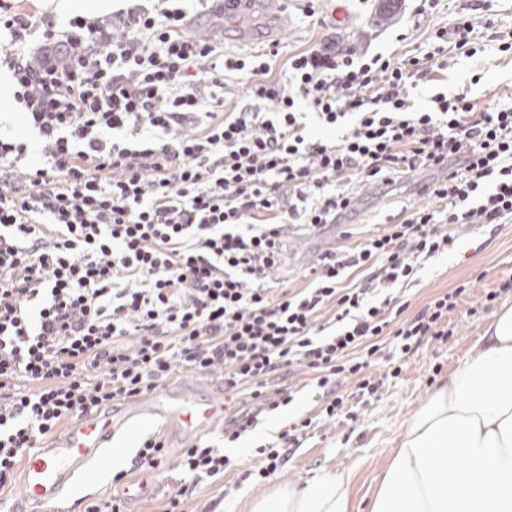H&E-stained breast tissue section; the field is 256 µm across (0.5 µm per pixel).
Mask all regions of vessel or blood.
Masks as SVG:
<instances>
[{
    "label": "vessel or blood",
    "instance_id": "1",
    "mask_svg": "<svg viewBox=\"0 0 512 512\" xmlns=\"http://www.w3.org/2000/svg\"><path fill=\"white\" fill-rule=\"evenodd\" d=\"M155 402H171L172 416L179 429L196 434L202 426L214 423L224 414L223 402H200L173 395L157 388ZM112 436V418L90 415L74 422L54 443L30 451L23 462L20 477V501L39 507L59 499L72 479L91 463L101 461L104 444Z\"/></svg>",
    "mask_w": 512,
    "mask_h": 512
}]
</instances>
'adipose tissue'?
Masks as SVG:
<instances>
[{
	"label": "adipose tissue",
	"mask_w": 512,
	"mask_h": 512,
	"mask_svg": "<svg viewBox=\"0 0 512 512\" xmlns=\"http://www.w3.org/2000/svg\"><path fill=\"white\" fill-rule=\"evenodd\" d=\"M369 512H512V307L406 421ZM353 473L276 487L251 512H355Z\"/></svg>",
	"instance_id": "1"
}]
</instances>
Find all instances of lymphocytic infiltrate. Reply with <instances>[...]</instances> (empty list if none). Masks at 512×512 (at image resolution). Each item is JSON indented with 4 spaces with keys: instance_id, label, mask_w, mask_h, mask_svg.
Instances as JSON below:
<instances>
[{
    "instance_id": "f902f5d3",
    "label": "lymphocytic infiltrate",
    "mask_w": 512,
    "mask_h": 512,
    "mask_svg": "<svg viewBox=\"0 0 512 512\" xmlns=\"http://www.w3.org/2000/svg\"><path fill=\"white\" fill-rule=\"evenodd\" d=\"M21 2L0 0V67L34 133L0 135V489L62 424L178 369L223 372L225 392L273 411L293 400L264 392L280 369L303 368L321 389L352 378L372 395L381 351L403 362L447 341L466 286L413 314L393 288L447 252L452 226L512 218V105L410 96L448 48L476 55L470 15L397 61L329 43L289 54L281 81L270 77L278 45L224 54L187 34L184 0L64 30ZM233 76L252 103L228 112ZM308 110L346 133L307 137ZM425 168L444 173L430 204L320 256L310 287L266 288L289 228L335 223L352 204L345 185ZM177 466L215 480L230 460L194 444Z\"/></svg>"
}]
</instances>
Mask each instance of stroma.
Returning <instances> with one entry per match:
<instances>
[{
    "label": "stroma",
    "mask_w": 512,
    "mask_h": 512,
    "mask_svg": "<svg viewBox=\"0 0 512 512\" xmlns=\"http://www.w3.org/2000/svg\"><path fill=\"white\" fill-rule=\"evenodd\" d=\"M337 8L344 10V20L334 19ZM376 8L377 0H288L287 10L278 12L266 8L262 0H252L248 9L222 17L208 0H192L187 31L195 36L209 29L223 32L225 52L235 55L279 44L285 52L271 62L278 77L285 71L287 52L310 48L330 35L339 43L370 53L397 58L414 54L437 29L448 26L463 12L476 23L482 52L471 58L449 52L447 69L434 72L432 81L419 82L414 100L423 105L436 92L452 95L466 89L480 108L512 102V53L497 49L502 31L512 27V0H440L435 10L427 13L421 0H399L392 22L383 26L375 23ZM437 177V171L422 170L394 177L386 184H351L353 207L342 215L340 225L289 233L270 288L296 292L307 287L312 280L310 269L320 255L356 246L382 233L387 217L428 204L421 186ZM456 237L448 253L430 259L416 281L402 287L415 310L437 294L466 286L465 300L448 315L453 336L444 343L422 345L405 362L399 376H389L387 365L376 366V374L384 375L385 381L375 397H360L354 382L345 381L340 392L352 416L330 423L318 419L322 398L311 376L302 371L281 372L279 383L294 390V402L261 413L253 432L240 442L227 444L225 453L233 460L232 468L219 480L191 487L184 512H203L216 499L221 500L224 512H249L251 501L272 487L303 486L326 470L357 469L360 493L372 490L374 477L397 446L403 424L431 396L437 381L475 348L488 320L501 308L512 306V291L501 292L492 302L485 299L487 292L498 290L501 280L512 277V219L488 227L475 224L457 230ZM111 413L114 430L109 448L135 449L152 435L164 439L167 463L157 479L169 487L181 479L177 461L183 448L197 440L217 442L222 438L219 422L203 427L193 437L181 434L171 415L154 408L147 397L113 405ZM304 418L314 419L315 425L300 447L282 449L278 473L259 482L245 479V472L257 464L255 448L273 441L290 422ZM112 489L111 475L105 474L102 465H91L86 475L74 478L65 489L61 507L65 512H84L87 504L110 497Z\"/></svg>",
    "instance_id": "35a3bbf8"
}]
</instances>
